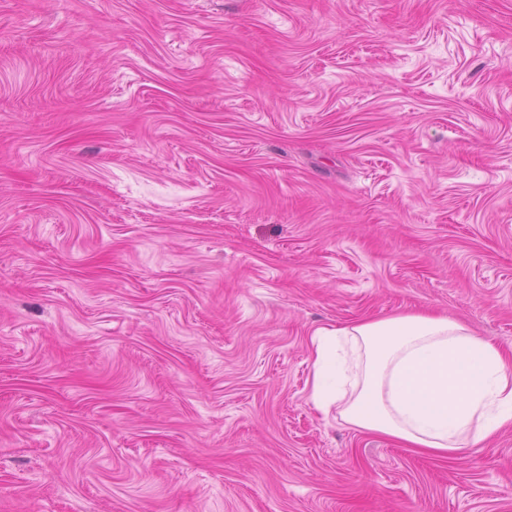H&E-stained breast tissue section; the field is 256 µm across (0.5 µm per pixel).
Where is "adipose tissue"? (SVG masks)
I'll list each match as a JSON object with an SVG mask.
<instances>
[{
	"mask_svg": "<svg viewBox=\"0 0 512 512\" xmlns=\"http://www.w3.org/2000/svg\"><path fill=\"white\" fill-rule=\"evenodd\" d=\"M310 400L352 429L451 459L512 427V356L445 315L322 329Z\"/></svg>",
	"mask_w": 512,
	"mask_h": 512,
	"instance_id": "adipose-tissue-1",
	"label": "adipose tissue"
}]
</instances>
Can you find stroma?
<instances>
[{
    "label": "stroma",
    "instance_id": "stroma-1",
    "mask_svg": "<svg viewBox=\"0 0 512 512\" xmlns=\"http://www.w3.org/2000/svg\"><path fill=\"white\" fill-rule=\"evenodd\" d=\"M421 311L512 350V0H0V512H512L309 400Z\"/></svg>",
    "mask_w": 512,
    "mask_h": 512
}]
</instances>
